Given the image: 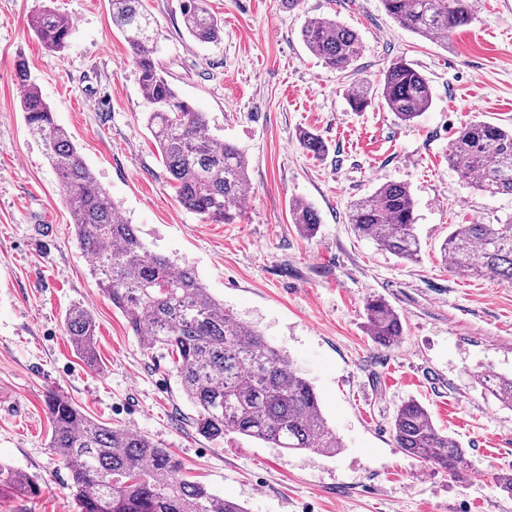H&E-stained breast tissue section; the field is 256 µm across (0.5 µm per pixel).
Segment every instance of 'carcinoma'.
Listing matches in <instances>:
<instances>
[{"label":"carcinoma","mask_w":512,"mask_h":512,"mask_svg":"<svg viewBox=\"0 0 512 512\" xmlns=\"http://www.w3.org/2000/svg\"><path fill=\"white\" fill-rule=\"evenodd\" d=\"M382 2L402 28L431 42L448 40L473 19L470 0ZM180 9L193 41L219 39L221 20L205 0H185ZM112 23L123 32L139 72L140 89L150 107L147 127L178 202L206 221L234 223L243 213L249 185L247 154L237 144L212 136L206 113L181 98L165 77L144 0H112ZM30 28L54 52L63 51L73 33L69 21L50 8L33 16ZM301 38L310 54L338 72L348 70L362 52L358 34L332 19L309 20ZM15 75L24 87L25 124L43 143L58 176L76 239L92 257V275L123 313L143 350L164 349L171 356L181 392L195 407L192 426L198 434L222 439L234 433L269 448L335 453L341 447L336 431L323 416L313 386L285 351L213 298L193 269L148 248L134 225L118 217L117 205L67 131L55 123L21 57ZM381 98L403 122L421 117L432 105L426 78L402 59L383 72ZM371 103L369 86L354 84L352 110L362 112ZM299 140L317 157L328 151L316 134L302 131ZM448 165L480 191L512 195V128L476 120L461 125L448 148ZM290 216L301 236L318 232L321 219L311 205L294 203ZM415 220L411 191L397 182L357 200L348 213L358 236L412 262L421 252ZM442 251L453 272L511 286L512 216L500 224H455ZM365 317L380 347L390 348L404 336L399 314L380 297L366 300ZM64 330L77 354L94 361L97 326L91 312L70 308ZM477 379L502 405L512 407V377L485 369ZM46 406L52 423L49 448L71 474L77 512H245L187 479L174 454L149 438L95 422L60 395H48ZM391 431L395 447L451 475L466 463L461 444L439 431L427 409L414 400L396 410ZM1 488L40 491L34 480L5 464L0 465Z\"/></svg>","instance_id":"cac0c4a2"}]
</instances>
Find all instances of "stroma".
I'll list each match as a JSON object with an SVG mask.
<instances>
[{
  "label": "stroma",
  "instance_id": "obj_1",
  "mask_svg": "<svg viewBox=\"0 0 512 512\" xmlns=\"http://www.w3.org/2000/svg\"><path fill=\"white\" fill-rule=\"evenodd\" d=\"M169 80L212 134L249 160L240 222L215 224L183 208L146 127V104L110 0H0V462L41 491H0V512H76L69 473L49 446L46 399L58 393L95 421L169 449L213 494L246 512H512L495 485L512 473V408L476 380L512 376V286L451 271L441 246L453 225L512 215V195L470 188L448 166V147L470 120L512 125V0H473V20L447 42L402 29L381 0H206L224 30L213 43L187 35L180 0H145ZM51 8L69 17L64 52L46 50L28 26ZM353 29L362 53L347 72L309 53L312 18ZM24 57L55 121L150 250L192 268L211 295L252 323L314 386L341 447L333 455L286 451L229 434L195 433L167 351L144 352L124 315L90 274L57 175L20 109L14 61ZM405 58L427 79L432 106L405 123L382 99L353 111L355 80L379 91ZM328 146L312 156L300 131ZM389 182L416 206L418 261L359 237L351 205ZM321 218L298 234L290 206ZM377 296L399 314L404 336L382 348L364 314ZM97 323L96 367L64 333L69 308ZM420 402L466 450L451 476L396 448L397 408Z\"/></svg>",
  "mask_w": 512,
  "mask_h": 512
}]
</instances>
